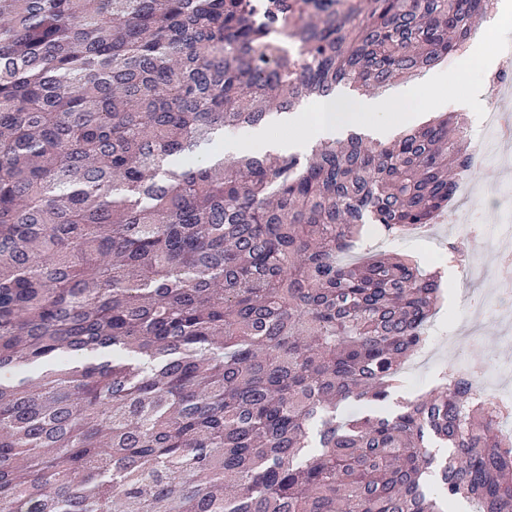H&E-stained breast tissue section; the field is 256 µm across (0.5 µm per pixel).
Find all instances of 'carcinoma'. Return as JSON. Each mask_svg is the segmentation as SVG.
<instances>
[{
  "mask_svg": "<svg viewBox=\"0 0 512 512\" xmlns=\"http://www.w3.org/2000/svg\"><path fill=\"white\" fill-rule=\"evenodd\" d=\"M493 8L0 0V512H512L509 410L470 376L388 408L441 273L342 260L448 207L467 116L202 159L419 77Z\"/></svg>",
  "mask_w": 512,
  "mask_h": 512,
  "instance_id": "1",
  "label": "carcinoma"
}]
</instances>
